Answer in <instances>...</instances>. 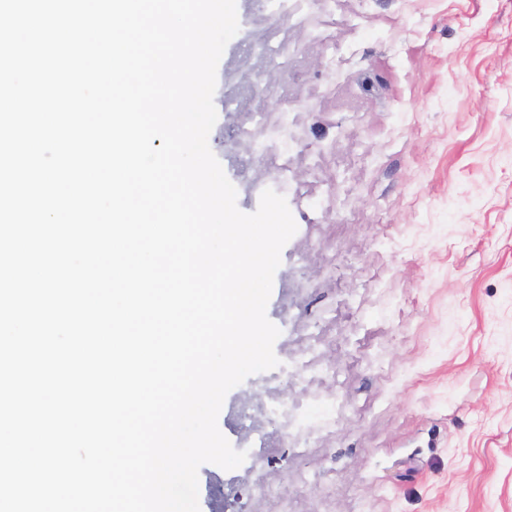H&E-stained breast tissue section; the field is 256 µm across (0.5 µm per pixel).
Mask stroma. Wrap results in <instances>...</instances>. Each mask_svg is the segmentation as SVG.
I'll return each mask as SVG.
<instances>
[{
    "instance_id": "stroma-1",
    "label": "stroma",
    "mask_w": 512,
    "mask_h": 512,
    "mask_svg": "<svg viewBox=\"0 0 512 512\" xmlns=\"http://www.w3.org/2000/svg\"><path fill=\"white\" fill-rule=\"evenodd\" d=\"M236 7L209 146L242 212L273 189L297 231L266 307L280 365L226 395L247 457L200 467V512H278L258 473L288 512H512V0ZM273 25L275 69L251 50ZM276 388L300 429L259 409Z\"/></svg>"
}]
</instances>
